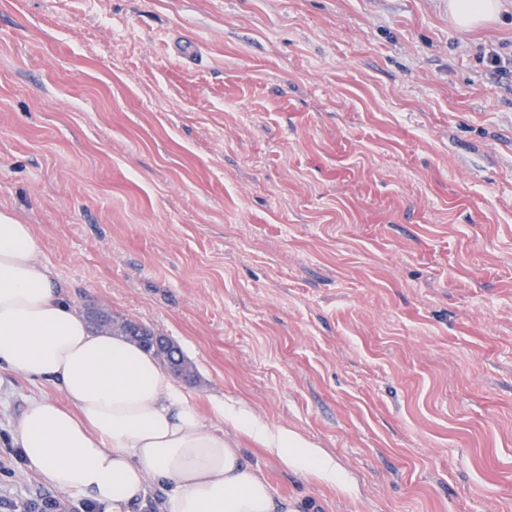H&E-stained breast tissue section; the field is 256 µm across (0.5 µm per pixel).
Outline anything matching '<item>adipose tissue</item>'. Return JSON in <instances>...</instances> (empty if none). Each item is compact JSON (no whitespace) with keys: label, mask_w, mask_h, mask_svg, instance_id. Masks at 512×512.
Masks as SVG:
<instances>
[{"label":"adipose tissue","mask_w":512,"mask_h":512,"mask_svg":"<svg viewBox=\"0 0 512 512\" xmlns=\"http://www.w3.org/2000/svg\"><path fill=\"white\" fill-rule=\"evenodd\" d=\"M500 0H448L459 30L496 22ZM30 225L0 210V364L58 385L68 404L43 399L15 442L42 482L130 512L148 480L166 491L161 512H289L242 451L204 425L190 396L155 356L125 337L92 330L55 287ZM216 419L247 432L286 466L347 486L335 459L288 427L242 406L211 402Z\"/></svg>","instance_id":"ef3b65f1"}]
</instances>
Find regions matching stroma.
I'll return each mask as SVG.
<instances>
[{
	"instance_id": "35a3bbf8",
	"label": "stroma",
	"mask_w": 512,
	"mask_h": 512,
	"mask_svg": "<svg viewBox=\"0 0 512 512\" xmlns=\"http://www.w3.org/2000/svg\"><path fill=\"white\" fill-rule=\"evenodd\" d=\"M0 0V209L80 311L172 342L349 489L225 426L295 512H512V0ZM190 39L186 64L174 42ZM51 384L0 368V494ZM500 0H448V17L461 31H470L496 22Z\"/></svg>"
}]
</instances>
